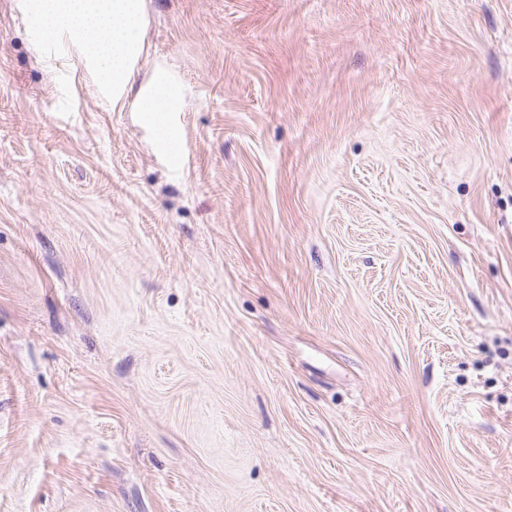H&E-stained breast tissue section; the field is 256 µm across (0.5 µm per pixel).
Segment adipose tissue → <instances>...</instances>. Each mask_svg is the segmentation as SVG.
<instances>
[{
  "mask_svg": "<svg viewBox=\"0 0 512 512\" xmlns=\"http://www.w3.org/2000/svg\"><path fill=\"white\" fill-rule=\"evenodd\" d=\"M143 0H34L33 10L46 33L67 28L91 35L90 53L112 62L113 88L126 84L141 49Z\"/></svg>",
  "mask_w": 512,
  "mask_h": 512,
  "instance_id": "obj_1",
  "label": "adipose tissue"
}]
</instances>
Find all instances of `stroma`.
Instances as JSON below:
<instances>
[{"instance_id":"stroma-1","label":"stroma","mask_w":512,"mask_h":512,"mask_svg":"<svg viewBox=\"0 0 512 512\" xmlns=\"http://www.w3.org/2000/svg\"><path fill=\"white\" fill-rule=\"evenodd\" d=\"M82 44L0 0V512H512V0ZM177 89L162 76H155L151 93L139 103L138 112L155 116L158 112H169L178 105Z\"/></svg>"}]
</instances>
